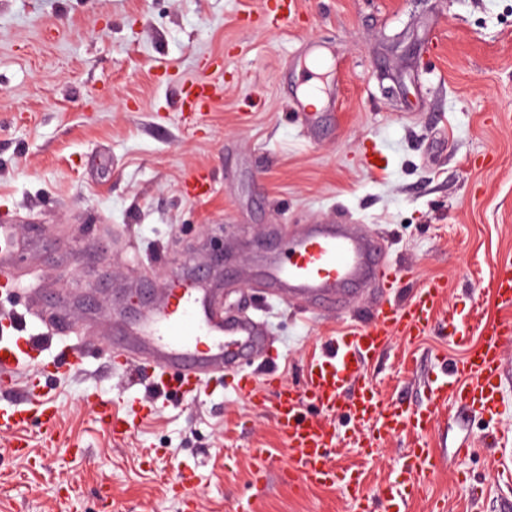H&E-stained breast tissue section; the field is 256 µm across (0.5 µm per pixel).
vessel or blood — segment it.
<instances>
[{
    "instance_id": "vessel-or-blood-1",
    "label": "vessel or blood",
    "mask_w": 512,
    "mask_h": 512,
    "mask_svg": "<svg viewBox=\"0 0 512 512\" xmlns=\"http://www.w3.org/2000/svg\"><path fill=\"white\" fill-rule=\"evenodd\" d=\"M223 86L208 77L193 80L179 98V109L195 114L208 111ZM15 227L0 224V270L9 271L19 250ZM402 278V269L386 256L383 243L355 232L347 224H310L289 236L265 260L262 280L276 293L308 301L335 297L348 288L369 295L373 319L355 324L314 357L301 387L284 384L271 374L262 385L244 373L242 361L267 355V328L249 315L227 317L215 291L200 279L171 281L158 302L144 305L136 323L112 322L113 360L120 366L161 369L162 390L177 386L185 396L199 392L206 378L231 377L235 390L259 410L270 411L289 450L282 477L296 486L341 488L352 512H409L416 491L440 468V460L424 441L425 433L442 409L454 405L495 420L502 412L504 356L512 347V320L480 326V339L470 343L471 328L457 313L439 311L447 284L431 280L406 301H392L388 293ZM493 296L504 310H512V256L496 257L492 265ZM439 333L454 338L463 351L441 363L428 387L426 404L413 410L382 401L375 389L357 384L368 363L393 339L417 340ZM49 339L28 334L25 325L0 342V386L10 387L20 367L35 365ZM355 393H348L349 385ZM26 401L41 406L46 433L55 430L56 410L37 391ZM352 419L356 428L351 445L373 451L378 442L414 434L399 475L375 494H368L360 474L336 462L337 414Z\"/></svg>"
}]
</instances>
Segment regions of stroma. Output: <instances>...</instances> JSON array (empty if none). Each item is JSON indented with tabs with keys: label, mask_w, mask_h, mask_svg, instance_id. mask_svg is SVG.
<instances>
[{
	"label": "stroma",
	"mask_w": 512,
	"mask_h": 512,
	"mask_svg": "<svg viewBox=\"0 0 512 512\" xmlns=\"http://www.w3.org/2000/svg\"><path fill=\"white\" fill-rule=\"evenodd\" d=\"M263 0H0V224L25 242L0 294V324L40 308L28 333L52 337L41 389L58 408L47 440L30 416L0 430V512H350L339 488L296 489L281 474L289 452L273 418L224 380L196 398L160 396L146 372L110 361L113 309L185 270L201 273L215 241L236 277H220L228 315L266 324L276 363L249 360L296 384L311 358L355 322L342 309L279 301L247 276L261 248L309 224H355L383 240L405 269L400 297L432 279L472 322L501 317L488 283L512 253V0H301L271 27ZM322 57L324 93L310 117L292 112L306 67ZM224 61L221 98L193 116L176 100L200 66ZM376 146L384 171L360 157ZM212 189L187 195L190 171ZM448 336L393 340L363 379L409 407L426 403ZM511 442L484 443V419L443 409L426 442L442 461L412 512H512V348L503 369ZM139 415L112 438L91 397ZM338 461L368 489L397 475L409 437L368 455L336 419ZM470 442L467 458L456 455ZM24 444L27 452L15 454ZM271 456L267 486L251 490L256 453ZM196 485L188 510L173 486Z\"/></svg>",
	"instance_id": "obj_1"
}]
</instances>
